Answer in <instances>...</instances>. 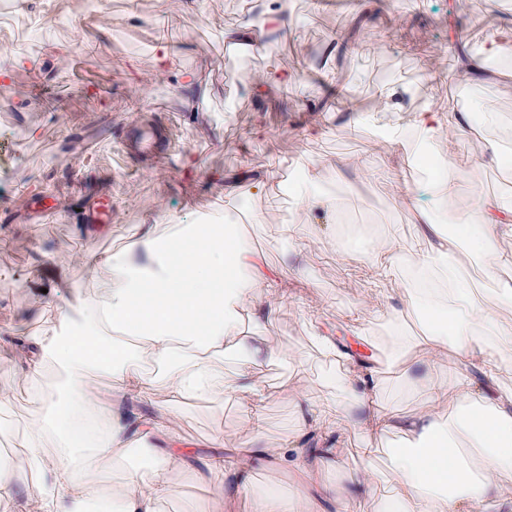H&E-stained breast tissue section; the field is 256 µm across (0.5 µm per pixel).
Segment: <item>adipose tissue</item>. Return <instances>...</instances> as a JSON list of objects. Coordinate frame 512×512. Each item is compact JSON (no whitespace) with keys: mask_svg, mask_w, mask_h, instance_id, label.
Masks as SVG:
<instances>
[{"mask_svg":"<svg viewBox=\"0 0 512 512\" xmlns=\"http://www.w3.org/2000/svg\"><path fill=\"white\" fill-rule=\"evenodd\" d=\"M258 19L227 31L236 45L266 49L258 32H283L285 0H264ZM420 141L446 130L466 133V114L436 106L412 118ZM461 237L493 274L512 256L499 249L512 237V200L489 194L456 216ZM87 265L106 272L108 288L87 298L73 286L66 307L49 310L46 323L25 336L24 380L31 406L23 430V469L35 512H165L173 496L171 474L184 464L187 450L178 435L143 401L155 393L174 400H220L233 394L251 404L264 398L253 367L277 354L278 345L245 331L246 321L267 318L270 276L233 224H180L167 234L150 227L121 252L90 254ZM409 306L436 318L437 331L414 339L425 365L412 382L420 411L395 424L377 409L380 385L374 371L344 357L336 379L347 398V419L309 404L298 394L296 425L322 437L319 448H252L255 457L313 476L335 464L333 434L340 422L364 440L353 490L336 500L345 512L359 491H371L379 475L391 485L387 512H512V489L499 480L512 473V393L491 391L463 378L452 389L440 351L452 349L459 368L492 373L512 353V322H499L474 302L467 276L455 266L442 273L448 285L436 287L425 260L416 263ZM234 377H227L226 363ZM63 370L62 395L52 398L45 385L46 365ZM455 395L462 410L452 421L436 409ZM413 436L411 450H395L380 467L379 449L396 430ZM149 465H127L131 453ZM216 498L242 500L246 512H324L321 498L292 494H254L250 478L236 461L216 453L207 462Z\"/></svg>","mask_w":512,"mask_h":512,"instance_id":"ef3b65f1","label":"adipose tissue"}]
</instances>
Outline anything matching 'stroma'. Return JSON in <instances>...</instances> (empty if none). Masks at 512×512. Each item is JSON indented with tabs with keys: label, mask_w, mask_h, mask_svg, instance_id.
<instances>
[{
	"label": "stroma",
	"mask_w": 512,
	"mask_h": 512,
	"mask_svg": "<svg viewBox=\"0 0 512 512\" xmlns=\"http://www.w3.org/2000/svg\"><path fill=\"white\" fill-rule=\"evenodd\" d=\"M247 17L241 0H109L103 17L84 12L83 0H25L19 13L0 14V45L26 54L50 39L65 46L60 58L39 54L34 66L17 68L12 84L0 89V331L35 332L47 302L65 305L71 283L87 296L105 288V278L83 263L62 262L125 245L147 225L165 232L192 224L201 215H223L225 177L251 173L238 199L241 234L273 268L283 290L267 293L268 319L248 326L251 335L276 343L281 356L264 358L254 376L267 397L257 419L245 402L176 405L153 396L157 415L180 436L203 449L220 440L231 457L257 442L274 448L302 443L295 425L297 393L325 403L340 393L322 383L340 364L321 336L339 330L362 337L379 374L380 412L398 418L413 412L408 376L418 364L396 342V330L420 337L427 327L417 314L395 320L390 307L409 299L401 286L408 262L427 256L434 271L462 267L474 296L497 318L512 321V265L486 276L466 246L448 258L430 255L413 227L415 212L427 211L440 224L454 223L416 170L407 153L379 134L389 114L371 115L382 74L406 93L402 120L427 105L447 103L449 75L457 74L463 48L496 40L512 45V0H288V29L268 50L229 45L226 30ZM343 27L347 41L332 50L327 36ZM430 34L437 51L427 56L420 39ZM174 53V66L158 74L157 44ZM202 73L209 94L199 108L184 101L183 71ZM289 74L286 86L262 92L249 72ZM163 84H155V77ZM499 95L493 132L471 129L430 145L441 159H453L459 204L478 193L512 198V56L496 71ZM163 130L168 154L140 152L126 136L130 124ZM499 142L489 159L486 140ZM318 165V186L332 202L328 211L294 207L278 195L280 179L301 160ZM393 162L404 180H375L363 162ZM112 202V220L87 234L80 210L91 199ZM392 230L399 243L388 277L371 272L368 237ZM20 357H0V387L12 396L5 420L23 424L28 416ZM335 466L322 475L330 484L356 476L361 436L347 426L335 434ZM256 490L301 491L299 478L272 461L253 459Z\"/></svg>",
	"instance_id": "35a3bbf8"
}]
</instances>
